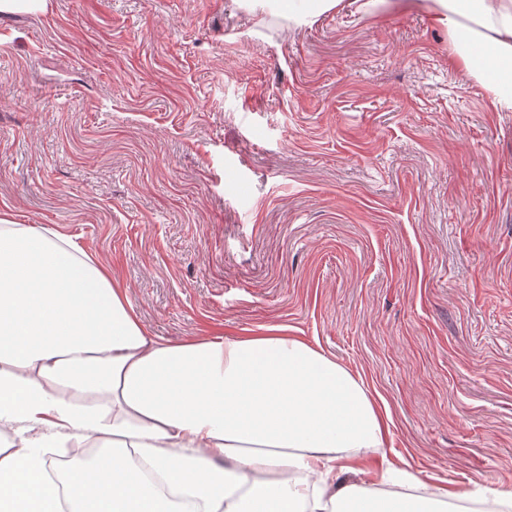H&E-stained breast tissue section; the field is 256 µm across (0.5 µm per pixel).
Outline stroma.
<instances>
[{
  "label": "stroma",
  "mask_w": 512,
  "mask_h": 512,
  "mask_svg": "<svg viewBox=\"0 0 512 512\" xmlns=\"http://www.w3.org/2000/svg\"><path fill=\"white\" fill-rule=\"evenodd\" d=\"M0 211L78 243L162 341L269 326L386 403L442 512L512 491V112L412 0L0 14ZM241 5L250 12L258 9L265 11L270 7L280 13H285L288 20L297 25L311 22V19L334 9L341 0H240Z\"/></svg>",
  "instance_id": "obj_1"
}]
</instances>
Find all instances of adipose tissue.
I'll list each match as a JSON object with an SVG mask.
<instances>
[{"mask_svg":"<svg viewBox=\"0 0 512 512\" xmlns=\"http://www.w3.org/2000/svg\"><path fill=\"white\" fill-rule=\"evenodd\" d=\"M339 2L240 0L298 25ZM423 3L512 112V0ZM389 419L286 328L159 341L75 242L0 212V512H424L410 472L352 463ZM71 442L96 456L50 471Z\"/></svg>","mask_w":512,"mask_h":512,"instance_id":"ef3b65f1","label":"adipose tissue"}]
</instances>
